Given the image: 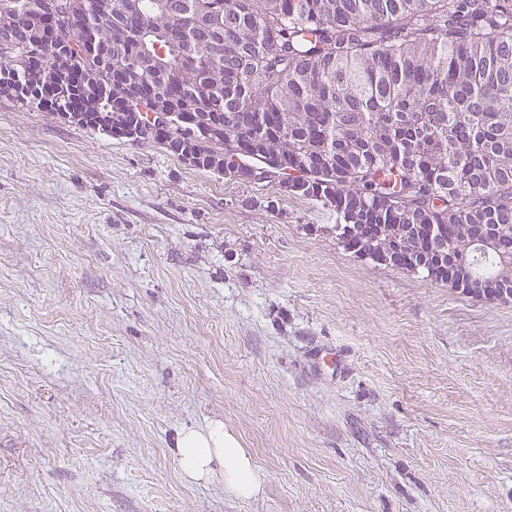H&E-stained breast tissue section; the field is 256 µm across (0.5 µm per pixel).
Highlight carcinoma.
Here are the masks:
<instances>
[{
  "instance_id": "1",
  "label": "carcinoma",
  "mask_w": 512,
  "mask_h": 512,
  "mask_svg": "<svg viewBox=\"0 0 512 512\" xmlns=\"http://www.w3.org/2000/svg\"><path fill=\"white\" fill-rule=\"evenodd\" d=\"M98 38L112 65L137 54L182 83L170 111L150 122L156 87L138 71L102 76L112 97L85 109L72 73L92 66L67 44L74 67L52 87L38 79L60 42L31 51L23 29L0 35V68L23 84L15 99L133 143H156L192 167L251 183L285 176L290 194L336 212L348 249L371 242L396 267L448 281L423 253L446 243L466 281L494 278L512 252V0H107ZM0 29L28 20L31 0H0ZM35 27L64 29L71 0H38ZM224 21L234 59L189 51L177 15ZM421 228L405 236L404 225ZM497 224L499 249L482 250Z\"/></svg>"
}]
</instances>
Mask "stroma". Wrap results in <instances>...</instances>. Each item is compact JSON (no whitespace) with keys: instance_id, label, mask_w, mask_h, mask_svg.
<instances>
[{"instance_id":"stroma-1","label":"stroma","mask_w":512,"mask_h":512,"mask_svg":"<svg viewBox=\"0 0 512 512\" xmlns=\"http://www.w3.org/2000/svg\"><path fill=\"white\" fill-rule=\"evenodd\" d=\"M0 95V512H512V301ZM220 419L265 477L189 483Z\"/></svg>"}]
</instances>
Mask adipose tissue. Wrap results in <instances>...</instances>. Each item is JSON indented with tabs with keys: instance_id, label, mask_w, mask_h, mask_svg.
Returning a JSON list of instances; mask_svg holds the SVG:
<instances>
[{
	"instance_id": "adipose-tissue-1",
	"label": "adipose tissue",
	"mask_w": 512,
	"mask_h": 512,
	"mask_svg": "<svg viewBox=\"0 0 512 512\" xmlns=\"http://www.w3.org/2000/svg\"><path fill=\"white\" fill-rule=\"evenodd\" d=\"M173 452L186 481L223 482L225 493L239 499L254 498L263 491L264 476L252 455L221 420L181 429Z\"/></svg>"
}]
</instances>
